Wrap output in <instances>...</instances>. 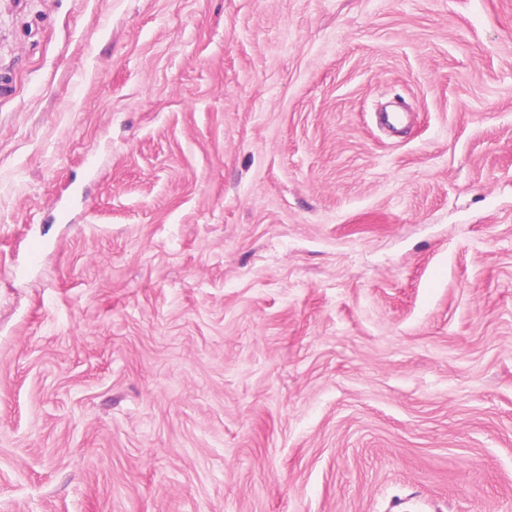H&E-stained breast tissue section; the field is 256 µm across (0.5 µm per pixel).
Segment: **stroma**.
<instances>
[{"label":"stroma","mask_w":512,"mask_h":512,"mask_svg":"<svg viewBox=\"0 0 512 512\" xmlns=\"http://www.w3.org/2000/svg\"><path fill=\"white\" fill-rule=\"evenodd\" d=\"M0 512H512V0H0Z\"/></svg>","instance_id":"obj_1"}]
</instances>
